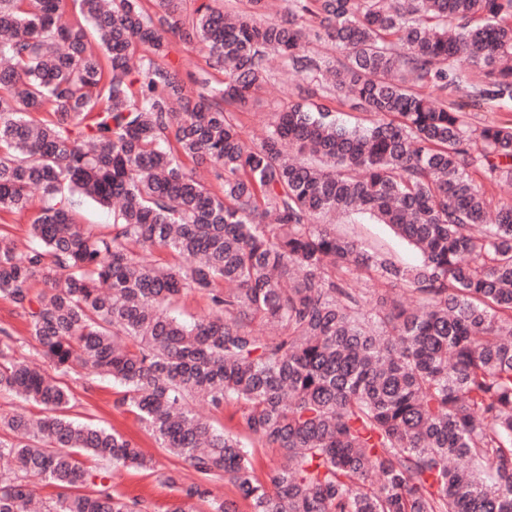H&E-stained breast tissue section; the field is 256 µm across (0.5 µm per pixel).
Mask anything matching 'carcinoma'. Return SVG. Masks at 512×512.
Masks as SVG:
<instances>
[{"instance_id": "1", "label": "carcinoma", "mask_w": 512, "mask_h": 512, "mask_svg": "<svg viewBox=\"0 0 512 512\" xmlns=\"http://www.w3.org/2000/svg\"><path fill=\"white\" fill-rule=\"evenodd\" d=\"M66 2L0 0V212L40 190L25 254L0 230V298L54 369L119 382L117 406L201 476L170 512H236L212 496L223 478L251 512H512V203L484 191L512 180V126L474 129L448 100H512V0H287L278 19L199 0L189 32L182 0H77L74 22ZM312 35L339 57L308 56ZM172 36L207 50L195 95L164 63ZM271 52L373 121L304 99L247 143L228 107L249 109ZM77 196L115 206L112 230L79 224ZM353 211L418 263L323 223ZM355 278L400 295L368 312ZM187 289L207 316L173 314ZM0 391L46 410L0 416L19 435L0 437V512H29L39 483L65 490L47 512H146L112 489L140 448L68 418L69 391L2 340ZM198 401L237 402L280 449L275 492Z\"/></svg>"}]
</instances>
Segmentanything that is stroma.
Listing matches in <instances>:
<instances>
[{"instance_id":"obj_1","label":"stroma","mask_w":512,"mask_h":512,"mask_svg":"<svg viewBox=\"0 0 512 512\" xmlns=\"http://www.w3.org/2000/svg\"><path fill=\"white\" fill-rule=\"evenodd\" d=\"M266 67L265 82L258 101L250 110L238 116L243 135L250 142L258 141L273 113L295 100L300 87L310 82L309 76L296 72L278 54H269ZM334 229L336 233L384 253L400 264L413 265L419 260L417 252L396 237L386 225L372 223L364 215L348 214L335 223ZM3 329L11 334L18 356L34 367L49 369V362L29 334L24 311L10 300L0 298V330ZM61 381L71 393L70 417L116 430L142 448L151 459L147 467L118 473L113 479L114 491L124 498L146 502L150 512H170L182 489L195 482V474L185 468L177 457L159 448L135 413L117 407V385L84 372L62 376Z\"/></svg>"}]
</instances>
